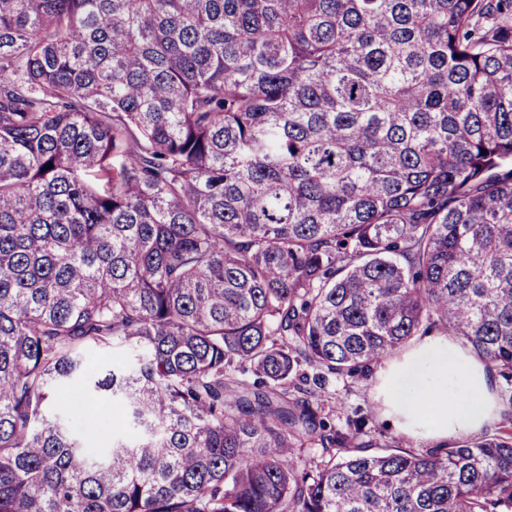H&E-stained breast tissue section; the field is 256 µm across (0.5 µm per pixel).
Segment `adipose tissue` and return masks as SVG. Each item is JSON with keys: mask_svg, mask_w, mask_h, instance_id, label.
I'll return each mask as SVG.
<instances>
[{"mask_svg": "<svg viewBox=\"0 0 512 512\" xmlns=\"http://www.w3.org/2000/svg\"><path fill=\"white\" fill-rule=\"evenodd\" d=\"M374 397L402 435L446 446L462 433L478 434L505 406L486 362L440 333L376 366Z\"/></svg>", "mask_w": 512, "mask_h": 512, "instance_id": "adipose-tissue-1", "label": "adipose tissue"}]
</instances>
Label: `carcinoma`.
Instances as JSON below:
<instances>
[{
  "instance_id": "carcinoma-1",
  "label": "carcinoma",
  "mask_w": 512,
  "mask_h": 512,
  "mask_svg": "<svg viewBox=\"0 0 512 512\" xmlns=\"http://www.w3.org/2000/svg\"><path fill=\"white\" fill-rule=\"evenodd\" d=\"M434 328L512 405V0H0V512H512L321 417ZM87 376H79L65 388L67 413L72 417V429L85 441L86 448H96V452L112 438L110 421L115 410L112 401L96 399L87 393ZM87 436V437H86Z\"/></svg>"
}]
</instances>
